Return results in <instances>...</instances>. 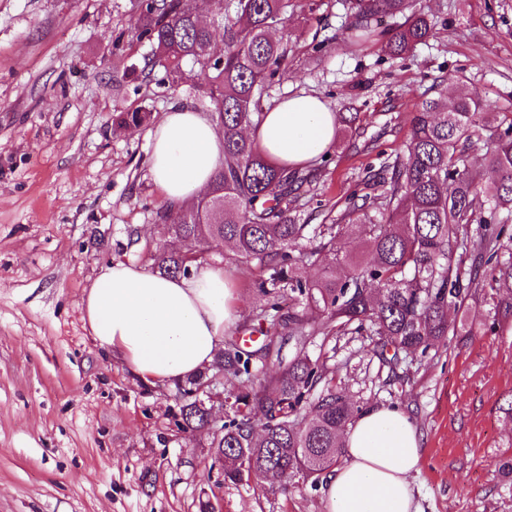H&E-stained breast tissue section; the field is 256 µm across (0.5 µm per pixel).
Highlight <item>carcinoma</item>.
<instances>
[{"mask_svg": "<svg viewBox=\"0 0 512 512\" xmlns=\"http://www.w3.org/2000/svg\"><path fill=\"white\" fill-rule=\"evenodd\" d=\"M214 0H148L137 3L135 29L152 55L144 69L158 67L160 83L182 79V64L199 66L209 90L214 120L224 134V163L210 190L196 204L164 206L158 220L169 234L200 245L224 243L263 276L256 283L268 297L262 316L288 327L296 353L274 375L251 382L250 351L237 345L218 354L210 370L241 379L224 399V431L210 447L224 457V478L239 482L251 473L288 483L299 473L319 480L343 456L354 405L336 390L334 371L309 345L349 333L375 337L384 359L396 366L423 358L448 336V308H461L487 288L504 302L496 323L512 319V111L487 112L477 95L461 90L453 103L438 91L414 112L406 152L391 156L371 175L382 187L351 201L342 219L362 226L366 249L359 257L344 250L341 224H297L288 192L306 180L300 169L279 167L247 139L243 130L262 122L263 99L288 54L273 31L288 20V0H229L233 15L224 24V48L213 52V33L200 22ZM345 34L354 51L383 44L406 55L432 32L413 0H346ZM402 16L391 30L384 19ZM146 112H121L115 127L142 124ZM495 136L480 156L473 139L485 128ZM497 175L490 185L481 172ZM473 245L470 267L455 259ZM197 260L187 251L164 252L159 272L186 276ZM349 266L342 277L336 266ZM318 265L315 279L303 269ZM208 380L201 371L180 393L178 425L188 432L210 430V407L191 396Z\"/></svg>", "mask_w": 512, "mask_h": 512, "instance_id": "cac0c4a2", "label": "carcinoma"}]
</instances>
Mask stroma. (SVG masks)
<instances>
[{
    "instance_id": "stroma-1",
    "label": "stroma",
    "mask_w": 512,
    "mask_h": 512,
    "mask_svg": "<svg viewBox=\"0 0 512 512\" xmlns=\"http://www.w3.org/2000/svg\"><path fill=\"white\" fill-rule=\"evenodd\" d=\"M279 37L288 63L264 107L302 91L337 114L357 113L352 138L311 166L293 214L328 224L369 172L404 152L416 105L432 86L467 89L486 111L512 107V0H415L434 27L410 56L344 39V0H291ZM136 0H0V512H321L325 484L225 481L207 432L175 427L177 386L135 377L85 328L82 298L102 264L154 257L176 244L156 213L149 134L179 104L209 112L197 68L162 85L142 68ZM324 42L321 60L312 46ZM150 112L114 129L116 113ZM237 290L225 340L258 349L284 337L258 314L260 276L225 245ZM495 291L449 309L453 334L428 357L389 369L369 337L312 347L354 405H396L422 435L411 482L422 512H512V320L488 331Z\"/></svg>"
}]
</instances>
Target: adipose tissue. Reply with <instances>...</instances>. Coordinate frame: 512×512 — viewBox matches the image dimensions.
<instances>
[{"label": "adipose tissue", "instance_id": "ef3b65f1", "mask_svg": "<svg viewBox=\"0 0 512 512\" xmlns=\"http://www.w3.org/2000/svg\"><path fill=\"white\" fill-rule=\"evenodd\" d=\"M336 114L318 96L277 102L249 136L280 165L300 167L334 139ZM151 178L165 204L183 206L207 188L224 159L219 126L204 113L173 107L151 134ZM94 339L143 380H180L209 365L236 317V295L220 266L170 277L137 263L104 264L83 299ZM422 437L398 407L366 409L345 436V462L329 475L323 512H420L410 476Z\"/></svg>", "mask_w": 512, "mask_h": 512}]
</instances>
